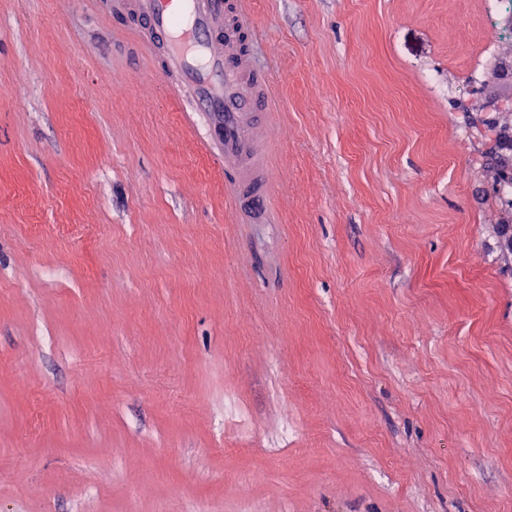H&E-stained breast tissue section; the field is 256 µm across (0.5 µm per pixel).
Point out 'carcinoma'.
<instances>
[{
  "label": "carcinoma",
  "mask_w": 512,
  "mask_h": 512,
  "mask_svg": "<svg viewBox=\"0 0 512 512\" xmlns=\"http://www.w3.org/2000/svg\"><path fill=\"white\" fill-rule=\"evenodd\" d=\"M497 63L486 69L482 77L512 75V40L498 44ZM490 136L483 152V179L487 184V207L495 217L491 225L493 248L498 255L512 261V193L501 192V186L512 184V107L489 114L485 120Z\"/></svg>",
  "instance_id": "carcinoma-1"
}]
</instances>
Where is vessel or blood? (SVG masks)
<instances>
[{
    "label": "vessel or blood",
    "instance_id": "1",
    "mask_svg": "<svg viewBox=\"0 0 512 512\" xmlns=\"http://www.w3.org/2000/svg\"><path fill=\"white\" fill-rule=\"evenodd\" d=\"M142 22L137 36L158 73L190 99L203 123L201 145L224 160L232 201L264 202L267 159L250 127V114L266 106L270 83L252 54L223 37L245 26L244 6L226 0H114Z\"/></svg>",
    "mask_w": 512,
    "mask_h": 512
}]
</instances>
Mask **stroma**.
Instances as JSON below:
<instances>
[{"instance_id":"35a3bbf8","label":"stroma","mask_w":512,"mask_h":512,"mask_svg":"<svg viewBox=\"0 0 512 512\" xmlns=\"http://www.w3.org/2000/svg\"><path fill=\"white\" fill-rule=\"evenodd\" d=\"M113 0H0V512H512L482 0H247L240 224Z\"/></svg>"}]
</instances>
